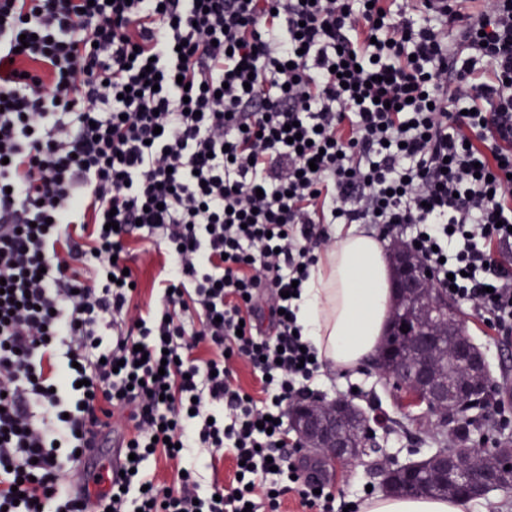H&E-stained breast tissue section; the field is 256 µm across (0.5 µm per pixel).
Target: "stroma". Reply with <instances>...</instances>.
I'll list each match as a JSON object with an SVG mask.
<instances>
[{
  "mask_svg": "<svg viewBox=\"0 0 512 512\" xmlns=\"http://www.w3.org/2000/svg\"><path fill=\"white\" fill-rule=\"evenodd\" d=\"M459 310L466 320L469 336L484 353L498 386L487 412L477 416L473 425L475 439L482 441L484 448L491 449L496 445V436L512 435V341L507 343L495 336L467 305H460ZM312 387L325 393L330 400L352 397L354 404L365 415L383 419L382 424L375 427L376 453L336 466H325L309 457L303 460L311 475L344 491L345 504H354L372 492L381 493L384 471L398 464L423 460L434 448L455 442L454 434L436 427L434 423L420 424L407 417L398 396L390 385L379 378L373 363H366L362 370L353 375L325 370ZM193 465L198 467L202 486L206 489L215 484H231L234 478L232 452H224L214 459L204 448L196 449L181 463L152 462L148 469L156 473L159 482L168 484L176 478L179 467Z\"/></svg>",
  "mask_w": 512,
  "mask_h": 512,
  "instance_id": "35a3bbf8",
  "label": "stroma"
}]
</instances>
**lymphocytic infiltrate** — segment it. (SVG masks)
<instances>
[{"label": "lymphocytic infiltrate", "instance_id": "f902f5d3", "mask_svg": "<svg viewBox=\"0 0 512 512\" xmlns=\"http://www.w3.org/2000/svg\"><path fill=\"white\" fill-rule=\"evenodd\" d=\"M470 2L0 0V512H336L284 423L322 367L290 290L325 225L409 228L512 337V0ZM134 241L165 246L154 311ZM102 435L126 456L93 493ZM192 448L237 478L155 484Z\"/></svg>", "mask_w": 512, "mask_h": 512}]
</instances>
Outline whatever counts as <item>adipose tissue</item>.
Listing matches in <instances>:
<instances>
[{"instance_id":"1","label":"adipose tissue","mask_w":512,"mask_h":512,"mask_svg":"<svg viewBox=\"0 0 512 512\" xmlns=\"http://www.w3.org/2000/svg\"><path fill=\"white\" fill-rule=\"evenodd\" d=\"M392 273L384 244L359 225L338 230L309 268L297 319L321 360L345 372L379 349L390 319ZM359 512H464L462 503L423 496L376 495Z\"/></svg>"}]
</instances>
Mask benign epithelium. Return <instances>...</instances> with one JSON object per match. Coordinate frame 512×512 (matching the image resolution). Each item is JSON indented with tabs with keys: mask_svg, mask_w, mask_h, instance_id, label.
<instances>
[{
	"mask_svg": "<svg viewBox=\"0 0 512 512\" xmlns=\"http://www.w3.org/2000/svg\"><path fill=\"white\" fill-rule=\"evenodd\" d=\"M394 277L392 288L397 296H424V303L437 316L451 320L454 328L464 327L461 313L449 305L448 292L434 285V278L426 275V269L414 255L406 250L392 254ZM406 327L408 332L401 331ZM392 334L405 335L419 350V358L412 370L385 371L388 381L400 380L404 393L402 404L409 410L421 403L445 408L448 397H458L478 387L487 397H492L495 390L493 378L488 370L483 353L474 345L470 337L463 336L456 346V354L476 377L477 384L466 382L455 389L439 383L434 374V362L439 341L433 334L414 323L397 324ZM355 412L353 403L344 398L336 399L325 406H300L293 408L290 425L299 438V450L315 452L328 464L345 463L355 460L347 450V445L340 433V424ZM429 469L439 478L446 479L453 475L468 493L471 499L483 496L490 488L496 486V474L481 465L462 459L456 453L438 448L429 456ZM401 492L412 495L420 491L423 482V470L407 465L403 472Z\"/></svg>",
	"mask_w": 512,
	"mask_h": 512,
	"instance_id": "benign-epithelium-1",
	"label": "benign epithelium"
}]
</instances>
